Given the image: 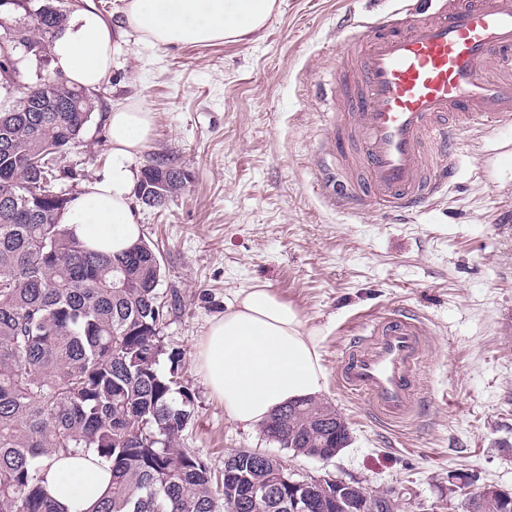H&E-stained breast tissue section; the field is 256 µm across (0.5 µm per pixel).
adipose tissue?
Masks as SVG:
<instances>
[{"label": "adipose tissue", "mask_w": 512, "mask_h": 512, "mask_svg": "<svg viewBox=\"0 0 512 512\" xmlns=\"http://www.w3.org/2000/svg\"><path fill=\"white\" fill-rule=\"evenodd\" d=\"M276 0H125L123 13L140 41L151 45H207L261 32ZM121 33L95 9L74 11L51 36L53 68L87 90L107 80ZM112 164L95 174L61 214L87 249L120 255L139 242L135 207L136 160L156 129L142 103L114 104L108 116ZM196 367L232 422L255 426L289 403L317 395L327 382L316 333L298 310L270 288L237 292L196 348ZM109 470L81 456L59 459L49 470L48 495L67 512H91L111 484Z\"/></svg>", "instance_id": "1"}]
</instances>
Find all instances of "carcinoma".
Instances as JSON below:
<instances>
[{"label":"carcinoma","mask_w":512,"mask_h":512,"mask_svg":"<svg viewBox=\"0 0 512 512\" xmlns=\"http://www.w3.org/2000/svg\"><path fill=\"white\" fill-rule=\"evenodd\" d=\"M62 0H43L20 22L37 45L63 25ZM67 85L57 111H44L38 86L0 110V512H64L45 490L52 463L83 456L108 467L112 482L95 512H288V479L277 459L236 450L219 471L181 445L194 396L179 385L183 352L165 341L163 275L155 246L141 241L121 258L92 252L56 215L59 180L42 162L75 144L91 118ZM156 158L137 193L159 207L184 187L169 168L152 190ZM279 447L335 457L349 442L336 410L309 398L263 425ZM359 506L336 504L325 480L303 488L310 512H393L385 495L354 483ZM466 512H512L498 498H474Z\"/></svg>","instance_id":"obj_1"}]
</instances>
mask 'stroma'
<instances>
[{
  "label": "stroma",
  "mask_w": 512,
  "mask_h": 512,
  "mask_svg": "<svg viewBox=\"0 0 512 512\" xmlns=\"http://www.w3.org/2000/svg\"><path fill=\"white\" fill-rule=\"evenodd\" d=\"M412 0H277L259 39L153 46L120 41L63 186L80 192L112 162L105 117L117 102L156 114L138 163L168 158L186 175L159 208L138 205L160 251L164 334L185 357L195 396L184 446L214 466L241 448L279 452L260 427L230 422L195 369L211 321L237 291L262 284L319 338L321 393L350 443L331 460L281 452L290 471L326 473L390 493L394 512L448 498V476L512 492V131L461 129L447 193L399 219L378 203L342 209L319 173L334 168L324 133L336 117V53L348 27ZM428 331L422 404L404 424L380 420L336 382L343 348L391 312Z\"/></svg>",
  "instance_id": "35a3bbf8"
}]
</instances>
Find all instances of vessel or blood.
Masks as SVG:
<instances>
[{
  "instance_id": "b4317fda",
  "label": "vessel or blood",
  "mask_w": 512,
  "mask_h": 512,
  "mask_svg": "<svg viewBox=\"0 0 512 512\" xmlns=\"http://www.w3.org/2000/svg\"><path fill=\"white\" fill-rule=\"evenodd\" d=\"M340 57L341 110L326 132L340 203L419 210L455 175L460 127H512V0H418L347 35ZM425 336L413 316L374 322L343 351L337 383L378 417L411 420Z\"/></svg>"
}]
</instances>
